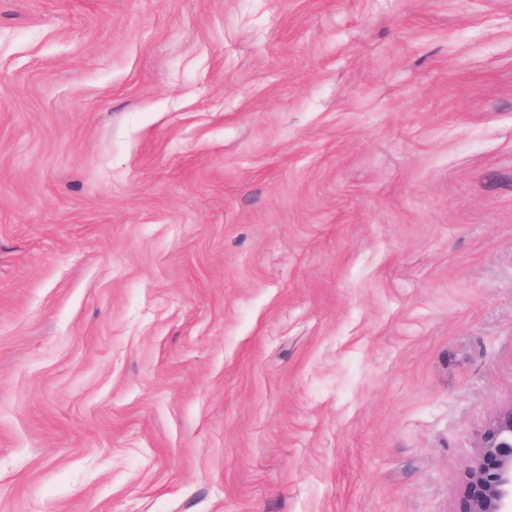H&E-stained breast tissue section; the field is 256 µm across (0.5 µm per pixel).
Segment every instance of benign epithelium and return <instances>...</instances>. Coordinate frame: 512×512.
<instances>
[{"instance_id": "1", "label": "benign epithelium", "mask_w": 512, "mask_h": 512, "mask_svg": "<svg viewBox=\"0 0 512 512\" xmlns=\"http://www.w3.org/2000/svg\"><path fill=\"white\" fill-rule=\"evenodd\" d=\"M459 512H512V406L486 429Z\"/></svg>"}]
</instances>
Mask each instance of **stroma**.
I'll return each instance as SVG.
<instances>
[{
    "label": "stroma",
    "mask_w": 512,
    "mask_h": 512,
    "mask_svg": "<svg viewBox=\"0 0 512 512\" xmlns=\"http://www.w3.org/2000/svg\"><path fill=\"white\" fill-rule=\"evenodd\" d=\"M512 404V0H0V512H457Z\"/></svg>",
    "instance_id": "stroma-1"
}]
</instances>
